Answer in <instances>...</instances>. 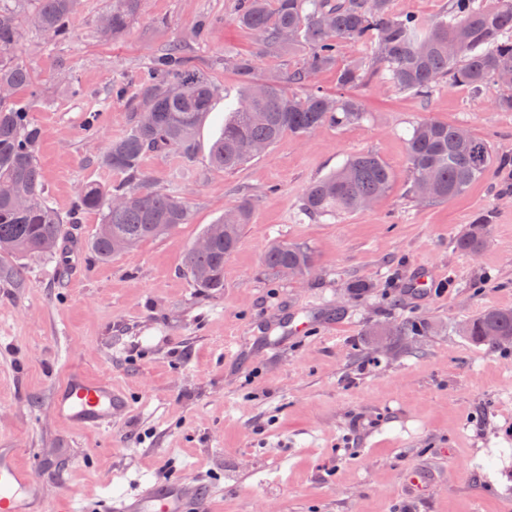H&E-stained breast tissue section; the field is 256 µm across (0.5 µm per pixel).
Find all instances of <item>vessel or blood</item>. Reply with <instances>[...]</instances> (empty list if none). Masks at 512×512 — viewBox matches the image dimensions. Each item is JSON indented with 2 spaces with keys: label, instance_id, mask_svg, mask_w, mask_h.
I'll list each match as a JSON object with an SVG mask.
<instances>
[{
  "label": "vessel or blood",
  "instance_id": "vessel-or-blood-1",
  "mask_svg": "<svg viewBox=\"0 0 512 512\" xmlns=\"http://www.w3.org/2000/svg\"><path fill=\"white\" fill-rule=\"evenodd\" d=\"M119 404L108 378L92 379L82 372L69 373L52 394L49 411L56 418L91 431L111 426ZM19 451L0 448V512H80L68 496L45 501L41 482L18 463ZM107 512H193L194 498L186 483L174 478L136 491H124L106 500Z\"/></svg>",
  "mask_w": 512,
  "mask_h": 512
}]
</instances>
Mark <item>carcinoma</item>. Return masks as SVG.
Segmentation results:
<instances>
[{
	"mask_svg": "<svg viewBox=\"0 0 512 512\" xmlns=\"http://www.w3.org/2000/svg\"><path fill=\"white\" fill-rule=\"evenodd\" d=\"M143 0H107L99 24L100 38L117 40L129 30ZM80 0H0V256L40 258L62 253L67 225L82 214L97 211L101 223L90 250L108 262L146 239L159 238L181 224L191 223L190 205L183 198L148 187L142 167L148 153L195 155V132L212 110L216 88L179 42L159 51L133 92L123 85L113 96L127 100L130 126L102 155L108 168L125 174L118 184L87 182L76 193L70 211L62 215L50 205L38 161L42 131L30 117L41 90L31 70L12 54L24 27L31 25L49 43L68 35L67 23ZM234 21L259 37L261 51L307 48L302 67L272 77L274 85L254 96L257 59L235 58L242 90L238 106L224 121V132L210 147L209 168L233 170L255 157L251 146L273 147L288 132L304 136L326 125L357 123L364 108L355 97H331L320 91L304 96L287 90L304 84L324 70L336 69V82L355 89L379 74L401 92L427 98L444 79L475 93L496 82L503 69L512 70V0H453L452 13L431 24L414 16H394L389 0H238ZM374 43L370 63L338 65L343 43ZM411 186L432 179L433 198L446 200L466 192L493 166L497 157L484 140H462L454 124H417L408 142ZM395 181L394 172L378 157L361 154L335 172L314 182L301 202L304 214L320 218L353 212L367 200H377ZM252 208L244 201L202 236L205 250L190 247L184 269L199 288L224 287V260L237 248ZM485 225L474 224L459 240L466 252L478 251ZM265 264L279 272L308 271L312 252L295 244L272 246ZM466 335L478 344L486 336H512V310L486 309L469 322Z\"/></svg>",
	"mask_w": 512,
	"mask_h": 512,
	"instance_id": "cac0c4a2",
	"label": "carcinoma"
}]
</instances>
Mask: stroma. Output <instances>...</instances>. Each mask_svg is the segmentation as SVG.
Masks as SVG:
<instances>
[{
  "label": "stroma",
  "instance_id": "obj_1",
  "mask_svg": "<svg viewBox=\"0 0 512 512\" xmlns=\"http://www.w3.org/2000/svg\"><path fill=\"white\" fill-rule=\"evenodd\" d=\"M105 6L82 0L66 39L46 45L28 29L13 50L44 89L31 117L49 195L65 212L82 184L122 181L100 162L129 127L112 88L134 87L178 41L218 93L195 161L150 153L142 166L156 190L189 199L192 220L101 263L88 248L100 216L87 212L73 230L79 251L25 261L20 283L0 280V442L49 478L47 498L79 503L180 476L199 491L197 512H512V345L491 349L460 332L483 310L512 309V165L445 201L408 192L418 122L459 125L512 156V111L494 105L498 88L476 94L446 81L422 98L376 81L356 91L364 121L284 134L218 172L207 157L238 101L232 59L258 54L262 79L300 67L304 49L260 53L257 36L233 21L237 0H144L126 36L104 43ZM201 19L209 29L199 40ZM362 153L394 171L389 191L348 214H300L313 181ZM245 198L254 214L224 262L223 287H194L187 250ZM481 217L483 247L461 251ZM277 243L312 251L311 272L265 267ZM284 315L310 330L284 333ZM400 321L424 329L384 335ZM72 371L111 378L123 405L109 428L85 431L49 413ZM414 470L430 475L417 497L407 487Z\"/></svg>",
  "mask_w": 512,
  "mask_h": 512
}]
</instances>
